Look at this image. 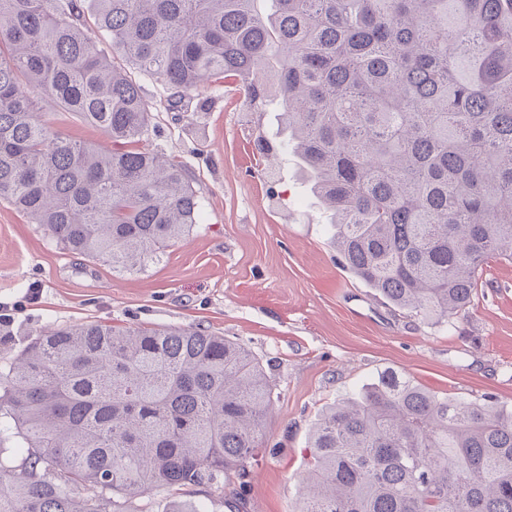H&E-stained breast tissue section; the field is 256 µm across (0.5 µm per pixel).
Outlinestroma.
Segmentation results:
<instances>
[{
	"label": "stroma",
	"instance_id": "35a3bbf8",
	"mask_svg": "<svg viewBox=\"0 0 512 512\" xmlns=\"http://www.w3.org/2000/svg\"><path fill=\"white\" fill-rule=\"evenodd\" d=\"M154 115L144 149L183 163L200 221L134 273L71 253L0 201V368L40 329L102 321L199 325L269 363L278 396L239 512H293L324 409L393 370L442 397L512 405V261L488 264L474 301L443 327L395 309L357 279L330 241L329 215L292 153L277 112L222 79L171 108L141 80ZM275 146L265 162L258 143Z\"/></svg>",
	"mask_w": 512,
	"mask_h": 512
}]
</instances>
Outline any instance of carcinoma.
Masks as SVG:
<instances>
[{"label": "carcinoma", "mask_w": 512, "mask_h": 512, "mask_svg": "<svg viewBox=\"0 0 512 512\" xmlns=\"http://www.w3.org/2000/svg\"><path fill=\"white\" fill-rule=\"evenodd\" d=\"M0 0V201L64 249L134 272L197 223L188 170L135 143L152 111L236 77L281 101L285 148L343 265L448 325L512 260V0ZM107 36L128 68L99 46ZM112 148L56 131L38 99ZM276 384L200 327L49 326L0 370V512H187L246 492ZM296 512H512V410L387 370L325 410ZM239 480L238 487H226ZM206 491H209V489L205 486H189L180 490L170 491L168 495L186 503L189 507L207 509V512H231L223 506L212 507L207 500L208 496Z\"/></svg>", "instance_id": "cac0c4a2"}]
</instances>
